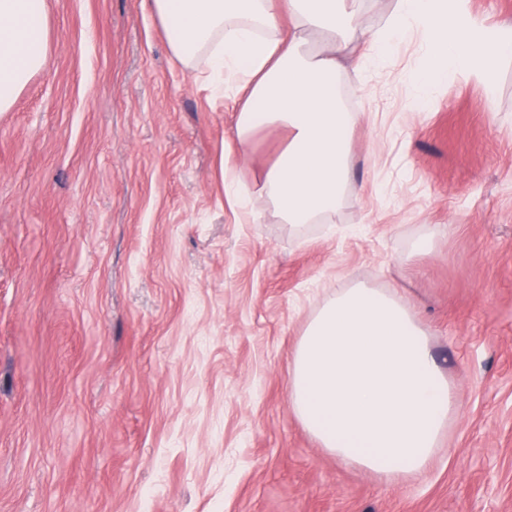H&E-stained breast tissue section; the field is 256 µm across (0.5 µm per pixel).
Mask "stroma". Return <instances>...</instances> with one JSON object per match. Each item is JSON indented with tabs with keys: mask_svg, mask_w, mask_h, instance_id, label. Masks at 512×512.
Here are the masks:
<instances>
[{
	"mask_svg": "<svg viewBox=\"0 0 512 512\" xmlns=\"http://www.w3.org/2000/svg\"><path fill=\"white\" fill-rule=\"evenodd\" d=\"M48 10L49 66L0 112V512H512V56L494 96L422 109L381 72L350 100L389 112L353 134L364 197L296 231L225 198L240 101L142 0ZM282 145L259 134L241 179ZM355 282L402 289L454 384L425 477L341 465L292 411L291 352Z\"/></svg>",
	"mask_w": 512,
	"mask_h": 512,
	"instance_id": "obj_1",
	"label": "stroma"
}]
</instances>
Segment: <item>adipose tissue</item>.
Wrapping results in <instances>:
<instances>
[{"label": "adipose tissue", "instance_id": "ef3b65f1", "mask_svg": "<svg viewBox=\"0 0 512 512\" xmlns=\"http://www.w3.org/2000/svg\"><path fill=\"white\" fill-rule=\"evenodd\" d=\"M367 0H145L169 54L206 70L215 95L243 103L231 137L247 154L256 134L281 129L275 163L245 186L223 162L226 197L249 223L266 198L284 223L330 224L351 184L352 133L341 79L359 90L394 65L415 102L462 80L496 91L512 26L487 24L469 0H392L365 23ZM50 59L47 0H0V112L11 111ZM288 392L307 432L346 466L394 483L427 474L458 413L454 387L408 299L397 288L338 289L309 320L291 354Z\"/></svg>", "mask_w": 512, "mask_h": 512}]
</instances>
